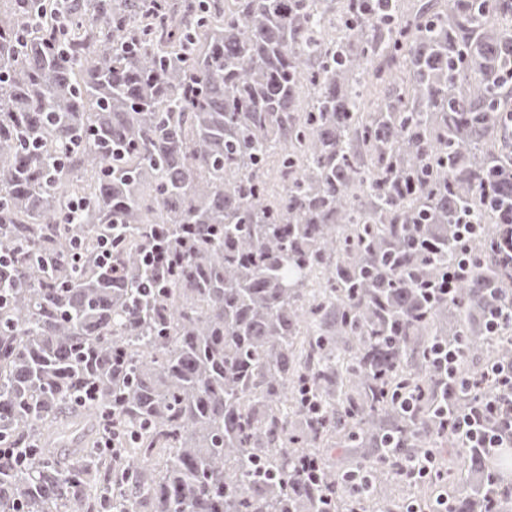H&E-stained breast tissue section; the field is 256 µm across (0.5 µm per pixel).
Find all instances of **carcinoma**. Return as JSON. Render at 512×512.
<instances>
[{
	"label": "carcinoma",
	"instance_id": "obj_1",
	"mask_svg": "<svg viewBox=\"0 0 512 512\" xmlns=\"http://www.w3.org/2000/svg\"><path fill=\"white\" fill-rule=\"evenodd\" d=\"M504 15L0 0V438L39 445L0 468V512H427L445 491L453 512H512L503 463L444 428L478 396L447 394L433 350L465 339L458 378L512 362V321L486 329L512 308ZM117 224L118 279L98 259ZM157 224L181 259L141 297ZM112 416L120 465L86 441ZM340 442L446 448L472 480L395 499L375 458L360 498Z\"/></svg>",
	"mask_w": 512,
	"mask_h": 512
}]
</instances>
